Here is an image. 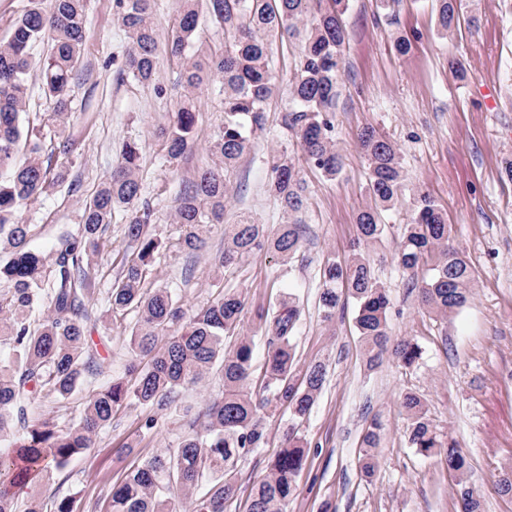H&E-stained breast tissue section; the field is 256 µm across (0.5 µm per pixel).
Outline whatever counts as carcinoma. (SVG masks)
Here are the masks:
<instances>
[{
    "label": "carcinoma",
    "instance_id": "1",
    "mask_svg": "<svg viewBox=\"0 0 512 512\" xmlns=\"http://www.w3.org/2000/svg\"><path fill=\"white\" fill-rule=\"evenodd\" d=\"M87 0H30L14 22L11 37L0 42V343L14 356L0 357V512H75L76 498L60 497L52 475L76 457H85L96 437L118 412L134 402L145 416L140 431L149 434L155 414L179 413L182 435L167 448L130 469L112 489L109 512H226L238 492V461L265 443L264 415L285 405L295 422L284 435L268 473L253 487L248 512H287L304 468L307 443L296 425L307 419L326 379L320 361L296 368L295 335L300 309L293 297L257 313L265 344L264 380L254 391L251 375L255 341L239 333L245 301L233 288H221L189 311L166 286L144 287L162 242L154 233L149 205L141 198V146L124 143L112 175L81 206L77 231L60 235L50 255L34 245V225L22 221L23 207L59 191L77 188L69 168L42 159V125L24 122L28 77L39 71L51 119L64 124L70 92L84 51ZM443 34L459 23L456 0H433ZM115 20L129 40L125 71L142 84L158 80L153 0H115ZM209 19L224 29V53L203 65L188 55L199 24L198 0H183L167 44L182 64L183 96L175 120L161 130L168 157L181 158L193 147L198 90L212 76L224 82V125L212 138L214 165L198 174L176 199L175 246L200 251L212 224L224 225V249L213 265L231 271L256 252L287 263L302 247L297 214L306 202L301 165L271 155L267 192L287 215L271 232L248 216L224 224L227 177L250 150L252 137L265 129L270 99L283 83L271 66V45L283 35L300 38L294 72L288 79L285 125L298 140L302 165L334 179L344 155L333 135L343 51L348 39L344 15L348 0H207ZM51 42L48 53L32 60L30 48ZM27 150L19 154L18 144ZM367 161L369 202L356 215L357 238L344 263L328 258L320 268L319 310L325 322L339 312L342 296L354 301V324L372 370L391 360L404 368L417 364L421 346L412 338L390 335L386 288L372 270L368 247L386 231L385 214L402 196L404 169L397 146L374 127L357 134ZM133 209L123 225L132 257L107 294L112 317L134 314L127 336L125 376L112 377L82 402L79 416L62 425L35 409L68 402L96 368L97 351L87 324L96 320V258L112 215ZM452 229L434 199L420 194L399 235L398 263L410 275L427 312L447 318L468 302L475 270L454 244ZM222 389L197 407H181L183 391L212 370ZM402 408L408 443L423 456H442L455 479L456 512H483L480 494L469 479L466 452L453 439L443 441L420 395L407 392ZM383 429L374 418L361 441L360 468L371 478L378 469Z\"/></svg>",
    "mask_w": 512,
    "mask_h": 512
}]
</instances>
